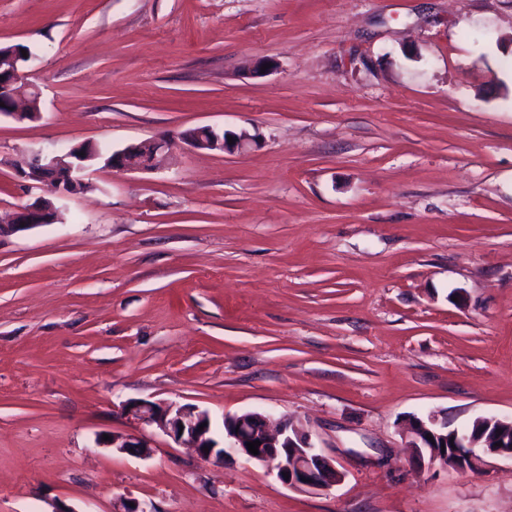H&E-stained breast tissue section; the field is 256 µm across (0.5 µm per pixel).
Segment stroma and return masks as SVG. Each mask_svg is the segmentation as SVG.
Returning a JSON list of instances; mask_svg holds the SVG:
<instances>
[{"label":"stroma","mask_w":512,"mask_h":512,"mask_svg":"<svg viewBox=\"0 0 512 512\" xmlns=\"http://www.w3.org/2000/svg\"><path fill=\"white\" fill-rule=\"evenodd\" d=\"M0 44L41 93L0 116V218L32 151L100 154L0 237V512H512V463L421 469L402 435L512 416V0H0ZM204 125L255 141H180ZM131 401L290 419L343 478L95 447ZM169 146V140L164 137L131 144L122 150L112 152L105 166L119 171L152 170L160 163L158 155L163 157ZM61 212V207L54 200L45 196L37 197L32 202L16 207L6 222L0 221V237L27 232L44 224H54L61 219Z\"/></svg>","instance_id":"1"}]
</instances>
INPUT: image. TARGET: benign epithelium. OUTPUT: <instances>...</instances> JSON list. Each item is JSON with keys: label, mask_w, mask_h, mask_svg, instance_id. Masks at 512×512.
Wrapping results in <instances>:
<instances>
[{"label": "benign epithelium", "mask_w": 512, "mask_h": 512, "mask_svg": "<svg viewBox=\"0 0 512 512\" xmlns=\"http://www.w3.org/2000/svg\"><path fill=\"white\" fill-rule=\"evenodd\" d=\"M13 58L0 55V102L5 110L0 113L16 121L34 120L40 117V92L27 84L16 88V76L20 71L6 74L5 62ZM233 143H228V139ZM185 141L196 149L211 144L223 153L241 151L252 142L247 133L230 134L212 126L202 127V134L189 135ZM166 138L152 139L131 144L112 153L105 166L119 171H145L157 168L159 156L169 149ZM99 153L86 152L83 146L71 148L58 155L36 152L35 161L27 164L24 177L40 182L50 188L58 198L74 194L90 187L86 180L90 162ZM62 209L54 200L40 196L14 209L9 219L0 221V236L27 232L45 224H54L61 219ZM124 412L136 424L154 426L177 444L195 450L197 456L208 461L223 459L236 454L276 472L278 479L291 489L299 491L328 490L342 480V474L333 462L316 451L310 439L290 422L283 420L276 428L270 427V416L258 412H246L224 417L222 440L215 438L210 414L194 405L134 401L125 405ZM204 428H199V425ZM497 425L504 434L487 437L483 428ZM408 447L419 467L459 468L470 463L474 466L485 457L494 456L512 462V418L496 415L480 416L475 426L460 430L448 429L440 412L430 411L423 417H415L404 427ZM258 440V454L249 452L246 443ZM445 445V450L434 448V444ZM98 448H112L121 453H132L137 457L151 456L150 441L141 434H114L103 440L95 438ZM209 452H204V449ZM113 512H154L133 498L118 499Z\"/></svg>", "instance_id": "benign-epithelium-1"}]
</instances>
